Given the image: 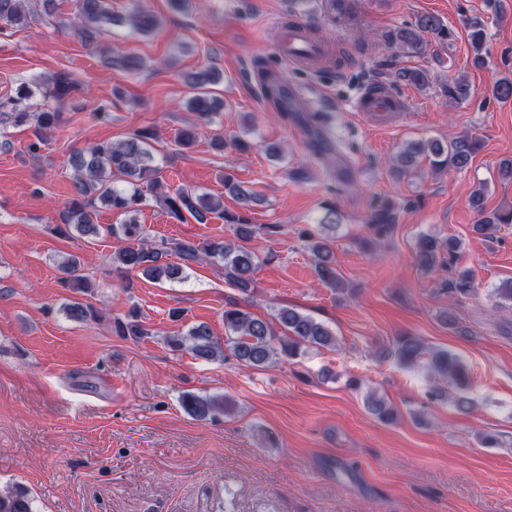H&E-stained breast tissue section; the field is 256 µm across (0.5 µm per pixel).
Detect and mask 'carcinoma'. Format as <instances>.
I'll return each instance as SVG.
<instances>
[{
    "mask_svg": "<svg viewBox=\"0 0 512 512\" xmlns=\"http://www.w3.org/2000/svg\"><path fill=\"white\" fill-rule=\"evenodd\" d=\"M33 0H0V30L3 26L24 27L34 19ZM79 34L82 40L96 51L107 55L109 67L124 71L138 72L145 66L143 59L136 55L110 53L100 44V38L111 32L119 19L112 16L108 0H76ZM324 12L331 21L352 20L350 0H324ZM131 29L149 36L162 26V17L144 7L133 8L128 15ZM472 47L476 51L472 64L483 67L486 57L482 49L486 42L485 25L481 17L472 16L463 20ZM443 44L451 36L448 25L433 14H423L411 24L394 29L387 35L388 43L414 54H422L428 46L427 36ZM258 82L267 98L273 100L280 95L277 77L266 69L262 60L254 61ZM399 81L413 83L420 87L429 85L430 75L421 69H401L395 73ZM222 74L215 67L200 68L185 75L186 83L196 90L191 108L197 112L201 122L208 124L219 112L223 102L211 95L210 86L216 85ZM76 79L68 72H56L31 85L23 82L16 95L0 100V128L27 125L32 128L35 140L29 150L36 153L48 135L58 127L61 108L73 104L71 94L75 91ZM37 96L51 99L54 107L34 108L31 100ZM155 138L150 130H138L119 142L101 141L74 151L71 155L73 196L59 213L54 232L66 238L98 237L102 225L96 222L98 205L102 204L126 216L120 224H110L104 229L111 236L126 242L112 254V269L122 276L141 275L154 283L181 282L187 278L186 270L204 260L224 270V281L249 296L254 283V273L259 262L257 256L247 247L226 242L222 239L194 242L187 240H147L142 225L136 222L135 214L140 207L148 204L147 193H152L170 217L181 221L190 214L198 222H204L214 215L227 224L234 225L236 237L248 240L254 233L245 214L257 204V194L239 183H231L224 177V186L230 189L238 212L231 215L224 210V199L218 195L198 193L183 186H171L162 175V168L156 164L149 140ZM480 140L469 134L459 135L446 142L431 140L413 143L405 147L398 157V171L402 172L423 156L435 170L463 169L479 152ZM470 206L478 212V224L473 226L476 233L490 239L503 224H512V209L495 211L490 215L484 210V190L476 189L469 198ZM341 215L331 207L326 210L316 230H306L303 236L310 239V249L315 258V270L319 279L334 288L341 283L327 240L336 234ZM393 221V213L382 209L372 215V230L384 233ZM460 242L450 237L446 240L433 235L421 236L416 244L417 265L425 269L436 267L440 255L448 254V266L458 260ZM175 259L168 260L166 256ZM63 287L75 293H88L93 288L91 280L79 274L77 260L71 259L59 265ZM473 275L469 270L458 272L446 282L448 290L457 296H467L472 291ZM64 311L78 322L98 320L97 310L87 304L71 301ZM224 331L226 339L213 334L211 327L202 322L192 325L184 334L165 337V343L173 352L190 351L196 358L213 361L231 356L245 365L265 367L276 360L293 359L304 354L309 348H321L336 344V338L327 326L310 315L293 308L283 307L275 314V321L281 332L273 329L272 322L246 311L237 300L224 307ZM113 331L133 340L151 336L150 330L137 320L114 321ZM393 351L399 363L416 366L425 354L429 355L428 367L448 384L459 389L468 383L466 365L462 359L443 349L427 347L421 339L409 334L395 338ZM185 411L198 421H207L224 411V405L212 397L197 395L182 396ZM368 408L385 422L394 419V412L386 401L371 393L366 398ZM0 512H33L32 499L26 487L15 484L9 489H0Z\"/></svg>",
    "mask_w": 512,
    "mask_h": 512,
    "instance_id": "obj_1",
    "label": "carcinoma"
}]
</instances>
